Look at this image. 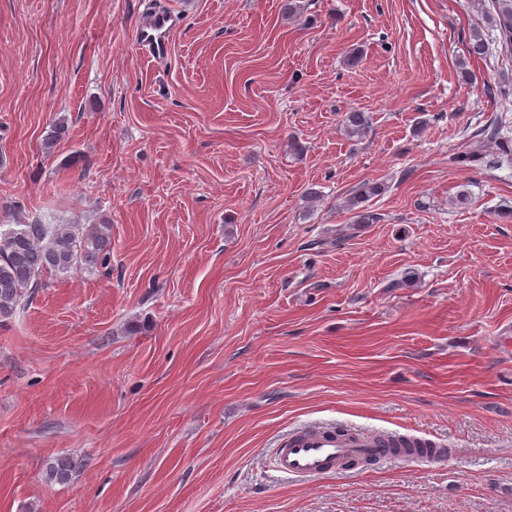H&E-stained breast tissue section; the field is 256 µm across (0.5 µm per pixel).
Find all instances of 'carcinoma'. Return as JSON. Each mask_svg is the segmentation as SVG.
<instances>
[{"instance_id": "cac0c4a2", "label": "carcinoma", "mask_w": 512, "mask_h": 512, "mask_svg": "<svg viewBox=\"0 0 512 512\" xmlns=\"http://www.w3.org/2000/svg\"><path fill=\"white\" fill-rule=\"evenodd\" d=\"M495 15L491 22L499 33L502 51L512 57V0H494ZM343 125L352 137L369 128V117L361 111L345 114ZM68 126L62 119L53 122L42 146L49 153L66 137ZM386 192L379 182H364L346 200L353 223L373 224L375 213L367 202ZM112 249V239L105 224L86 227L82 224H16L0 231V318H9L25 308L33 292L42 287L48 273H68L80 266L104 265ZM73 464L59 457L49 467L47 479L63 483L69 479Z\"/></svg>"}]
</instances>
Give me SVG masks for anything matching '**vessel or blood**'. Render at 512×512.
<instances>
[{"label": "vessel or blood", "instance_id": "1", "mask_svg": "<svg viewBox=\"0 0 512 512\" xmlns=\"http://www.w3.org/2000/svg\"><path fill=\"white\" fill-rule=\"evenodd\" d=\"M179 17L167 10L154 11L137 30L140 46L155 59L168 56L169 35ZM388 437L360 431L299 430L283 439L275 450L274 466L287 477L318 479L339 473L345 462L369 456L388 457Z\"/></svg>", "mask_w": 512, "mask_h": 512}]
</instances>
